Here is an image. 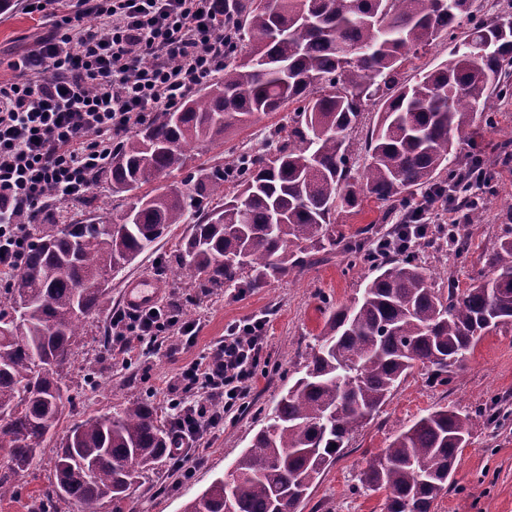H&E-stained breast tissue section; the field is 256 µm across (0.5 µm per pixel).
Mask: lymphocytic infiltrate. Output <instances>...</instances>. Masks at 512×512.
I'll use <instances>...</instances> for the list:
<instances>
[{
  "label": "lymphocytic infiltrate",
  "instance_id": "obj_1",
  "mask_svg": "<svg viewBox=\"0 0 512 512\" xmlns=\"http://www.w3.org/2000/svg\"><path fill=\"white\" fill-rule=\"evenodd\" d=\"M28 12L57 7L53 32L12 63L0 81V268L21 271L30 224L49 198L73 200L108 163L112 144L178 106L224 66V0H26ZM96 25L83 27L85 14ZM267 320L228 325L200 359L183 366L169 420L184 474L209 450L223 413L242 404L266 348ZM199 325L152 305L113 312L107 345L124 353L172 338L193 341Z\"/></svg>",
  "mask_w": 512,
  "mask_h": 512
}]
</instances>
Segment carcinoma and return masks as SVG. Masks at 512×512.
Instances as JSON below:
<instances>
[{
  "instance_id": "carcinoma-1",
  "label": "carcinoma",
  "mask_w": 512,
  "mask_h": 512,
  "mask_svg": "<svg viewBox=\"0 0 512 512\" xmlns=\"http://www.w3.org/2000/svg\"><path fill=\"white\" fill-rule=\"evenodd\" d=\"M234 21L224 71L175 109L156 112L116 141L105 178L112 194L133 192L187 166V149L213 145L233 125L275 112L265 146L233 167L197 166L179 182L127 204L121 222L75 208L68 223L32 224L26 264L0 290V498L48 447L55 480L45 496L92 512L121 503L166 454V422L147 400L110 416L90 415L53 441L63 414L61 374L71 363L83 320L102 309L116 275L175 224L190 225L178 258L200 287L242 292L340 251L348 265L375 276L350 305L323 310L324 326L299 377L278 399L233 470L188 501L183 512H298L345 440L385 404L415 363L447 384L484 332L512 323V233L488 256L495 271L461 292L437 285L416 255L429 236L398 258L379 242L416 223L418 199L434 200L480 221L469 181L490 180L494 155L463 163L453 134L492 124L495 100L512 99V16L477 19L476 0H228ZM464 38L448 59L410 82L401 68L437 41ZM349 93H336L337 86ZM371 106L377 119L355 168L350 135ZM233 190L224 192V184ZM381 204L379 236L370 224L351 235L336 213L358 205L357 188ZM448 253L466 248L451 224L430 232ZM480 410L439 407L420 417L373 457L362 486L385 492L383 512H431L450 487L448 470L470 439Z\"/></svg>"
}]
</instances>
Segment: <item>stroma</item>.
Returning a JSON list of instances; mask_svg holds the SVG:
<instances>
[{
	"mask_svg": "<svg viewBox=\"0 0 512 512\" xmlns=\"http://www.w3.org/2000/svg\"><path fill=\"white\" fill-rule=\"evenodd\" d=\"M24 0H12L0 11V79L13 77L11 63L32 49L36 38L49 31L52 16L27 13ZM278 115H269L246 127L233 126L223 143L192 154L191 165L227 166L240 151L259 147ZM512 140V101L497 104L494 123L481 129L475 143L455 140L460 157L473 149L490 150L492 144ZM512 204V164L496 167L486 194L483 221L465 224L460 234L468 241L465 252L453 257L431 248L418 254L427 275L441 282L454 279L467 288L472 278L492 276L488 255L505 230L504 215ZM186 225H175L151 251L138 257L112 281L108 307L89 315L78 351L62 375L63 415L57 428L65 436L69 428L88 415H109L124 400L147 399L170 416L169 385L179 369L202 357L224 335L227 324L259 315L267 317L265 350L272 367L258 376L243 406L224 414L203 462L191 476H184L170 457H163L131 489L123 512H181L185 502L224 476L263 427L275 401L297 377L324 325L325 303L347 304L361 294L373 273L368 267L348 269L343 254L336 253L314 266L271 279L243 293H204L197 281L181 277L176 257ZM144 277L162 285L161 305L176 309L188 320H200L193 343L168 341L147 347L138 355H122L107 349L103 335L114 309L123 307V292L132 278ZM93 361L87 374L84 363ZM471 411L478 407L502 413L500 422L480 421L469 444L459 453L450 491L439 497L434 512H512V325L482 336L476 347L455 369L450 383L431 381V371L415 364L385 404L354 432L346 448L310 491L301 512H381V494L364 489L360 477L373 455L386 447L390 437L437 407ZM54 457L44 453L18 480L19 491L0 498V512H30L33 499L42 495L54 479Z\"/></svg>",
	"mask_w": 512,
	"mask_h": 512,
	"instance_id": "stroma-1",
	"label": "stroma"
}]
</instances>
